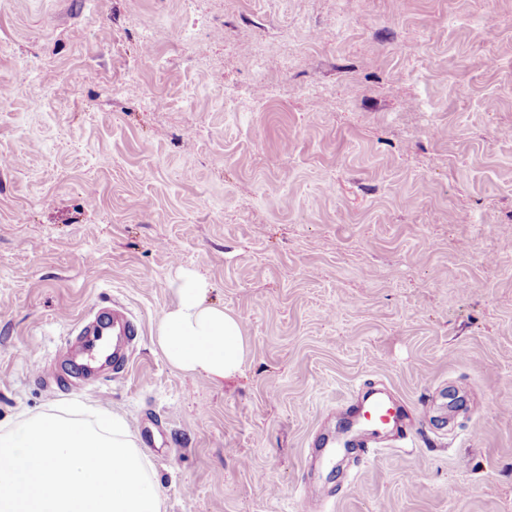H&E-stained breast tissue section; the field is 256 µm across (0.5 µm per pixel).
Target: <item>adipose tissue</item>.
I'll return each mask as SVG.
<instances>
[{"instance_id": "1", "label": "adipose tissue", "mask_w": 512, "mask_h": 512, "mask_svg": "<svg viewBox=\"0 0 512 512\" xmlns=\"http://www.w3.org/2000/svg\"><path fill=\"white\" fill-rule=\"evenodd\" d=\"M205 279L187 275L177 286V301L159 322V343L177 368L216 377L239 372L248 356L240 320L205 304Z\"/></svg>"}]
</instances>
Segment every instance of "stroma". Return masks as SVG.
Wrapping results in <instances>:
<instances>
[{
  "mask_svg": "<svg viewBox=\"0 0 512 512\" xmlns=\"http://www.w3.org/2000/svg\"><path fill=\"white\" fill-rule=\"evenodd\" d=\"M1 87L0 423L122 414L165 512H512V0H0ZM189 272L235 376L159 345ZM115 300L128 370L37 379ZM378 383L413 446L343 455Z\"/></svg>",
  "mask_w": 512,
  "mask_h": 512,
  "instance_id": "obj_1",
  "label": "stroma"
}]
</instances>
